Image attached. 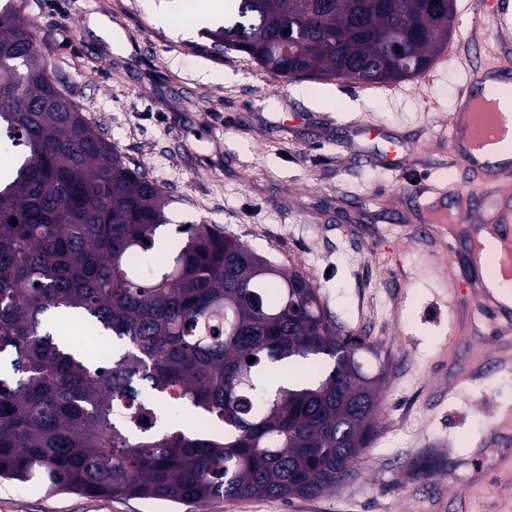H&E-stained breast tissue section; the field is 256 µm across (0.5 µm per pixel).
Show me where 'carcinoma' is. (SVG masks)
<instances>
[{
	"instance_id": "carcinoma-1",
	"label": "carcinoma",
	"mask_w": 512,
	"mask_h": 512,
	"mask_svg": "<svg viewBox=\"0 0 512 512\" xmlns=\"http://www.w3.org/2000/svg\"><path fill=\"white\" fill-rule=\"evenodd\" d=\"M237 2L215 46L286 80L378 84L431 66L456 0ZM35 41L0 10V127L22 148L0 182V479L199 506L340 489L381 416L367 337L223 227L164 235L165 192L60 110ZM67 316L111 355L87 360L56 331Z\"/></svg>"
}]
</instances>
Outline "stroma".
<instances>
[{"label": "stroma", "mask_w": 512, "mask_h": 512, "mask_svg": "<svg viewBox=\"0 0 512 512\" xmlns=\"http://www.w3.org/2000/svg\"><path fill=\"white\" fill-rule=\"evenodd\" d=\"M176 29L154 24L150 0H23L37 48L68 97L169 196L170 224H218L286 269L304 274L331 313L369 337L386 371L376 435L338 491L318 497L216 500L205 506L47 494L0 482V512H512V331L495 333L477 306L451 314L438 279L448 248L416 195L454 188L451 112L466 77L512 67V35L479 25L453 32L436 78L363 88L294 83L215 48L196 0H175ZM105 16L111 38L95 34ZM377 124L410 157L396 167L357 161L361 124ZM461 328L459 361L486 353L496 371L462 391L443 349ZM436 474L423 479L422 463Z\"/></svg>", "instance_id": "stroma-1"}]
</instances>
